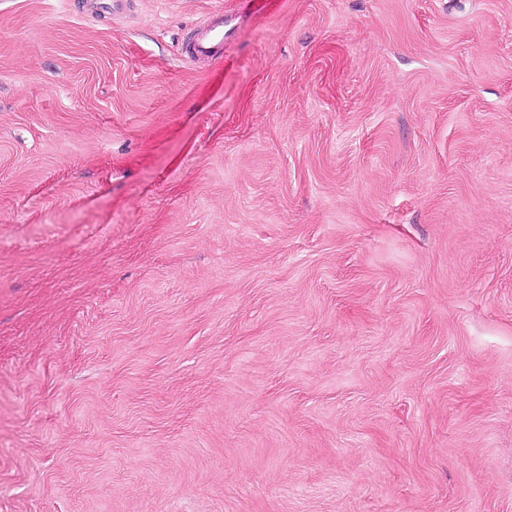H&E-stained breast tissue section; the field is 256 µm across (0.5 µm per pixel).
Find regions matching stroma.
<instances>
[{
	"instance_id": "obj_1",
	"label": "stroma",
	"mask_w": 512,
	"mask_h": 512,
	"mask_svg": "<svg viewBox=\"0 0 512 512\" xmlns=\"http://www.w3.org/2000/svg\"><path fill=\"white\" fill-rule=\"evenodd\" d=\"M0 512H512V0H0ZM223 12L214 13L211 18L198 26H195L190 33L186 57L190 62H201L212 60L222 55L224 43H227L232 34L224 30Z\"/></svg>"
}]
</instances>
